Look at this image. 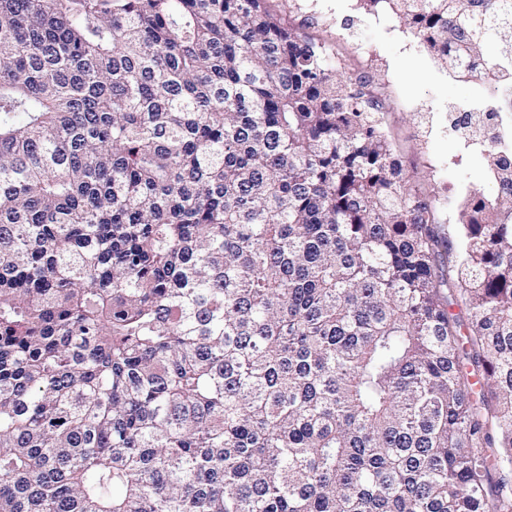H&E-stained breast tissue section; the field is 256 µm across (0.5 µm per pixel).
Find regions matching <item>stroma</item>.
I'll return each mask as SVG.
<instances>
[{
  "label": "stroma",
  "mask_w": 512,
  "mask_h": 512,
  "mask_svg": "<svg viewBox=\"0 0 512 512\" xmlns=\"http://www.w3.org/2000/svg\"><path fill=\"white\" fill-rule=\"evenodd\" d=\"M268 9L304 39L322 44L343 75L366 76L379 116L412 188L437 214L438 230L460 247L458 205L469 190L495 196L497 186L479 150L448 129V115L491 95L437 66L385 7L360 0H267Z\"/></svg>",
  "instance_id": "1"
}]
</instances>
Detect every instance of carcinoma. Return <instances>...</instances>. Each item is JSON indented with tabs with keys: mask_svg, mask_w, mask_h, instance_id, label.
<instances>
[{
	"mask_svg": "<svg viewBox=\"0 0 512 512\" xmlns=\"http://www.w3.org/2000/svg\"><path fill=\"white\" fill-rule=\"evenodd\" d=\"M361 2L512 88V0ZM354 85L264 0H0V512H512V155L445 262Z\"/></svg>",
	"mask_w": 512,
	"mask_h": 512,
	"instance_id": "1",
	"label": "carcinoma"
}]
</instances>
